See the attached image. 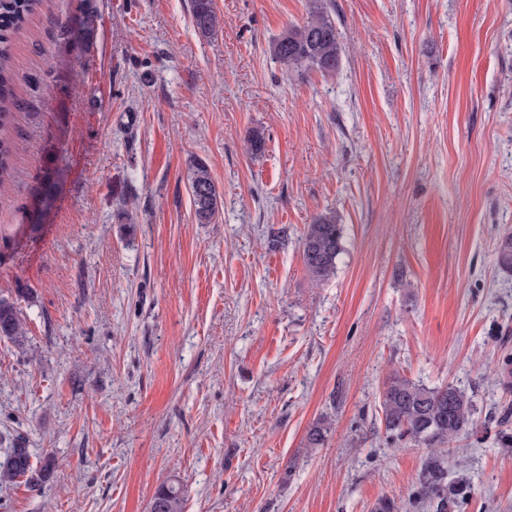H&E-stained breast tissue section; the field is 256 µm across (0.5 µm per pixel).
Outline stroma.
<instances>
[{"mask_svg": "<svg viewBox=\"0 0 512 512\" xmlns=\"http://www.w3.org/2000/svg\"><path fill=\"white\" fill-rule=\"evenodd\" d=\"M39 0L16 39V146L0 184V448L58 466L0 512H375L425 451L390 440L394 374L453 384L459 512H512V0H334L341 70L272 41L312 0ZM262 132L261 153L248 151ZM221 194L196 223L187 172ZM344 226L313 282L300 239ZM324 447L306 444L319 419ZM190 12L195 30L207 37L220 25L214 0H191ZM25 319L20 308L9 298L0 297V337L19 340L25 336ZM184 490L179 481L163 483L153 495L151 512H183Z\"/></svg>", "mask_w": 512, "mask_h": 512, "instance_id": "obj_1", "label": "stroma"}]
</instances>
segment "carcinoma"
<instances>
[{
    "label": "carcinoma",
    "mask_w": 512,
    "mask_h": 512,
    "mask_svg": "<svg viewBox=\"0 0 512 512\" xmlns=\"http://www.w3.org/2000/svg\"><path fill=\"white\" fill-rule=\"evenodd\" d=\"M39 0H0V131L13 117L17 101L12 69L15 36L24 28ZM318 0L311 6L306 21L294 25L275 38L272 54L285 68L317 70L335 74L342 64V47L329 5ZM195 30L207 37L220 25L214 0H190ZM14 145L0 136V183L11 176ZM195 220L210 224L219 206L220 194L208 166L201 160L190 162L188 171ZM302 257L307 272L316 282L332 277L344 250L343 226L334 215H320L307 225L302 242ZM499 268L512 272V234L503 236L496 249ZM25 336V319L16 303L0 297V337L18 340ZM381 410L385 432L397 440H409L431 449L423 459L412 502L433 512H451L471 493L463 477L448 479V455L441 449L475 428L474 409L467 393L455 385L429 388L398 374L393 375L382 393ZM330 431L327 420L314 423L307 433L310 448L324 445ZM56 463L46 454L32 461L29 449L8 448L0 460V483L22 480L36 487L48 480ZM184 490L179 482L160 485L153 495L150 512H183Z\"/></svg>",
    "instance_id": "1"
}]
</instances>
